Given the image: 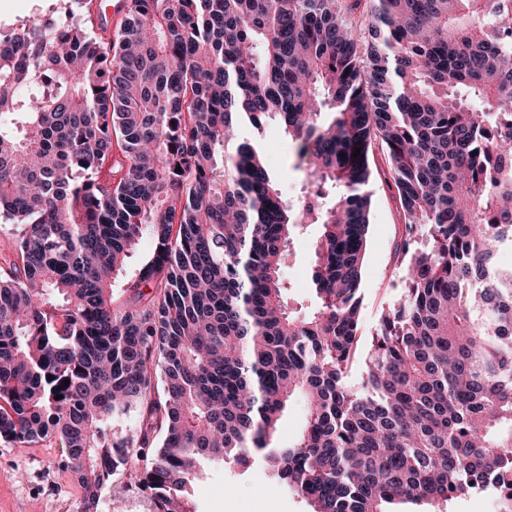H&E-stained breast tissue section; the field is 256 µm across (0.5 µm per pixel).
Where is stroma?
<instances>
[{"label":"stroma","mask_w":512,"mask_h":512,"mask_svg":"<svg viewBox=\"0 0 512 512\" xmlns=\"http://www.w3.org/2000/svg\"><path fill=\"white\" fill-rule=\"evenodd\" d=\"M269 167L279 178L288 198L299 196L306 184L305 173L296 169V158L288 138L276 125H268L259 140ZM371 224L363 269L362 341L368 343L381 313L397 298L400 273L398 245L404 231V215L393 188L391 172L382 153L372 158L368 185ZM317 228L297 237L283 271L291 307L313 308L316 302L310 280ZM62 448H8L0 446V512H72L81 489L72 477L60 471ZM194 512H307L297 497L271 488L259 467L244 470L227 463L209 464L204 477L191 490ZM124 512H156L149 493L126 476L117 474L102 492L101 512H112L113 504Z\"/></svg>","instance_id":"stroma-1"}]
</instances>
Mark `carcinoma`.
I'll return each mask as SVG.
<instances>
[{
  "instance_id": "1",
  "label": "carcinoma",
  "mask_w": 512,
  "mask_h": 512,
  "mask_svg": "<svg viewBox=\"0 0 512 512\" xmlns=\"http://www.w3.org/2000/svg\"><path fill=\"white\" fill-rule=\"evenodd\" d=\"M341 2L128 0L106 39L59 0L0 31V444L58 443L82 512L119 470L194 512L206 461L309 512L512 491V0H375L365 32ZM270 122L313 204L283 196ZM376 148L403 273L355 385ZM312 225L300 314L281 269ZM305 419V406L302 400L293 399L281 418L275 441L281 446H288L297 436Z\"/></svg>"
}]
</instances>
